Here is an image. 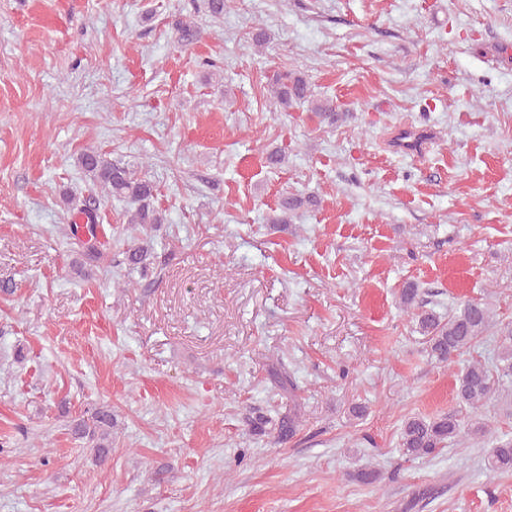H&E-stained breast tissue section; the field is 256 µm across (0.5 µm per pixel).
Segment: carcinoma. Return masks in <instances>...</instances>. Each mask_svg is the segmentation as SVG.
I'll return each mask as SVG.
<instances>
[{
  "mask_svg": "<svg viewBox=\"0 0 512 512\" xmlns=\"http://www.w3.org/2000/svg\"><path fill=\"white\" fill-rule=\"evenodd\" d=\"M177 42L183 46L192 44L199 35V29L192 23H175ZM312 98L311 83L307 77L297 72H286L276 77L271 90L269 106L287 107L291 104H304ZM77 166L100 186L107 195L126 202L128 223L138 225L145 236L157 231L163 218L154 207L155 187L145 176H139L120 160H111L96 151H84L76 158ZM316 206L315 199H304L296 194L285 192L278 201L279 217L274 224H288L299 209ZM77 214L87 218V227L78 224L71 226V235L80 243L84 261L98 263L112 250V244L98 241V209L86 206ZM125 263L140 269L146 275L151 265V252L144 245L129 247L123 251ZM419 290L413 284L402 289L403 303L417 308V322L427 337L428 354L436 362L451 364L463 351L477 346L489 330L492 316L487 304L469 301L461 308L448 312L444 319L424 309L418 299ZM500 352L496 363L487 366L480 360L472 361L457 376L455 393L464 406L476 410L483 406L500 387L512 383V320L500 322L497 330ZM277 387L288 392L289 408L278 421L276 439L286 443L297 431L300 404L295 395L297 386L292 378L273 374ZM112 430V410L106 406L95 407L85 412L74 426V433L88 439L98 462L105 461L109 453V437ZM464 431V421L460 415L449 413L434 419L412 418L405 422L401 432L403 454L412 458L433 455L458 438ZM488 470L493 473L512 472V437L495 439L489 449Z\"/></svg>",
  "mask_w": 512,
  "mask_h": 512,
  "instance_id": "cac0c4a2",
  "label": "carcinoma"
}]
</instances>
